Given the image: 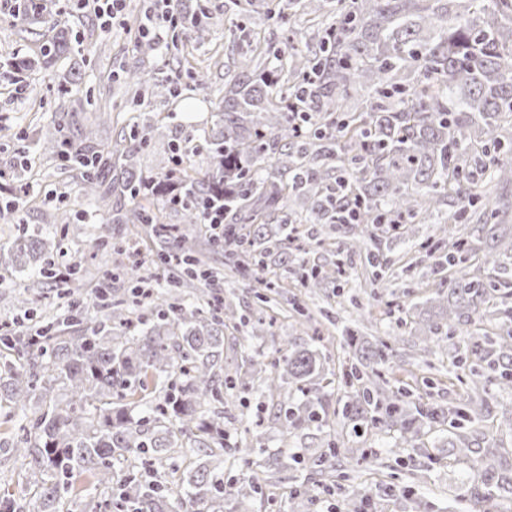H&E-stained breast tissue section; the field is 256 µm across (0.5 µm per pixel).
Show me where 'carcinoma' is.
<instances>
[{
  "mask_svg": "<svg viewBox=\"0 0 512 512\" xmlns=\"http://www.w3.org/2000/svg\"><path fill=\"white\" fill-rule=\"evenodd\" d=\"M263 18L302 17L321 22L317 49L300 55L257 46L224 83L220 119L208 132L205 167L183 165L163 177L144 174L139 152L154 127L147 124L112 146L85 124L80 73L60 83L54 132L41 150L67 168L83 170L85 197L107 214L90 246L100 248L114 224H157V258L175 259L181 279L197 281L194 301L154 288L142 268L125 276L137 298L114 295L104 275L84 302L71 288L66 322L33 320L24 295L16 297L17 323L0 334V401L14 422L30 406L40 414L18 427L7 448L24 471L18 494L0 496L4 512H69L74 480L88 477L123 512H249L259 491L251 477L224 488L214 465L224 455V395L246 382L276 409L283 436L311 432L319 442L329 427V396L346 401L342 419L353 428L367 422L399 432L401 444L418 447L421 421L448 423V455L471 462L466 488L455 498L462 512L512 501V464L504 447L482 430L487 385L512 390V281L495 278L512 258V201L477 209L491 189L512 185V0H262ZM22 32L38 40L35 26L54 28L61 6L47 0L19 3ZM173 40L204 41L207 23L182 12ZM80 40L57 32L38 50L6 59L20 75L48 71L79 54ZM117 81L136 102L145 96L175 97L177 88L139 63L118 66ZM182 202H176L177 198ZM295 202L298 208L290 206ZM181 213L199 224L212 203H224V252L241 274L278 287L276 269L295 273L302 287L320 288L328 275L289 251L291 225L319 224L325 237L348 226L347 250L364 252L389 268L383 244L401 233L440 275L423 306L422 341L442 337L490 314L498 333L456 350L453 366L465 385L458 405L424 407L388 375L402 368L389 361L404 342L376 340L360 367L336 376L318 350L288 342V353L249 357L234 374L224 372V328L244 318L204 268L199 234L173 233L151 206ZM456 206L434 235L416 237L439 206ZM39 234L19 240L10 261L27 269L44 253ZM176 448L201 456L186 468ZM132 457L143 472L113 470V460ZM362 448L327 446L291 460L308 470L295 496L311 501L320 484L313 476L351 479L366 461Z\"/></svg>",
  "mask_w": 512,
  "mask_h": 512,
  "instance_id": "cac0c4a2",
  "label": "carcinoma"
}]
</instances>
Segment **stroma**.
<instances>
[{
    "mask_svg": "<svg viewBox=\"0 0 512 512\" xmlns=\"http://www.w3.org/2000/svg\"><path fill=\"white\" fill-rule=\"evenodd\" d=\"M189 6L203 5L209 17L204 42L188 45V65L178 64L175 52L158 46L148 58H140L134 46L137 25L146 8L145 0H125L122 13L109 29H102L92 10L75 7L65 16L68 27L79 38L94 37L97 47L87 53L83 68V93L91 98L93 109L86 112L89 124L97 128V138L113 142L119 130H131L137 124H153L155 131L139 154L144 174H160L169 170L173 161L171 148L178 142H189L196 154L207 151L204 131L217 120V106L224 94V82L238 70L244 57L255 44L280 47L288 29L278 25H255L250 13L229 11L228 0H188ZM144 60L155 73L173 78L182 94L176 98H149L138 105L121 90L111 75L116 62ZM70 66L61 61L52 71H38L17 78L7 67H0V202L12 200V187L25 188L26 203L13 219L0 220V250L9 251L15 240L37 230L50 229L52 246L47 259L57 271L79 264L85 278L82 294H92L105 269L103 256H92L89 238L96 231L100 211L88 204L81 192L82 179L64 170L61 161L40 156L34 140L54 126V89ZM111 112L112 120L99 123L100 109ZM112 242L117 246L136 244L143 268L161 286L173 285L171 268L156 265L153 227L149 224L130 229L129 225L112 227ZM384 253L390 261L394 278L389 287L372 289V268L365 255L344 256L346 272L327 283L317 293L301 288L289 280L284 290L286 300L274 309V324L258 323L257 315L264 305L257 297L256 282L233 274L222 248L206 249V260L222 275L221 285L226 301L247 321L224 330V364L236 367L243 357L269 353L286 339L318 348L327 366L335 372L349 369L369 343L386 338L396 326L395 314L386 313L378 305V297L396 295L400 304L411 307L433 296L438 278L427 263L410 251L407 242L391 240ZM39 272H18L0 264V321L15 314L14 296L27 290L35 296L34 311L47 318L64 319L68 314L66 300L54 288L41 287ZM298 300L316 311L315 320L299 323L290 302ZM330 310L333 321L319 317V310ZM371 313L376 324L364 328V338L356 346H348L335 329L355 310ZM404 342L399 353L404 370L399 378L414 402L451 406L458 402L464 387L453 378L452 356L425 352L424 344L411 326L403 328ZM422 442L430 447V455L395 446L394 434H378L361 427L360 447L382 451V464L371 471H360L358 482L366 489L362 512H449L453 494L461 491L467 478L468 465L448 457V436L437 427H424ZM419 474V484H412V474Z\"/></svg>",
    "mask_w": 512,
    "mask_h": 512,
    "instance_id": "stroma-1",
    "label": "stroma"
}]
</instances>
